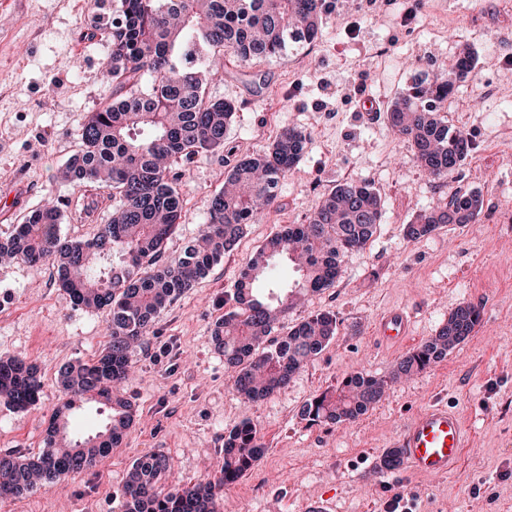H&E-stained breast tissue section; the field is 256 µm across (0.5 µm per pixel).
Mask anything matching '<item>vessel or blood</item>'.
<instances>
[{
    "mask_svg": "<svg viewBox=\"0 0 512 512\" xmlns=\"http://www.w3.org/2000/svg\"><path fill=\"white\" fill-rule=\"evenodd\" d=\"M410 318L397 310L377 323L381 341L402 343L409 337ZM466 433L459 411L441 402H433L413 414L395 439L401 452L402 468L421 475H445L461 458Z\"/></svg>",
    "mask_w": 512,
    "mask_h": 512,
    "instance_id": "1",
    "label": "vessel or blood"
}]
</instances>
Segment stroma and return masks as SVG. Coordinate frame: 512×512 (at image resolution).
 Here are the masks:
<instances>
[{
  "label": "stroma",
  "instance_id": "stroma-1",
  "mask_svg": "<svg viewBox=\"0 0 512 512\" xmlns=\"http://www.w3.org/2000/svg\"><path fill=\"white\" fill-rule=\"evenodd\" d=\"M115 0H0V237L31 211L55 201L61 233L93 236L113 200L93 187L58 180L77 149V130L108 94L102 66ZM470 46L476 65L448 101L447 118L473 149L445 184L421 169L384 115L364 119L360 101L388 107L420 74L456 60ZM497 89L485 97L486 86ZM207 97L236 112L223 147L196 155L182 179L184 216L165 255L175 258L207 222L208 199L245 156L268 152L289 128L306 132L298 165L283 180L277 206L249 225L230 255L160 316L136 349L125 384L136 424L106 465L70 474L0 512H122L132 461L168 457L172 477L203 479L224 460V435L252 421L266 451L225 488L223 512H385L397 496L417 512H512V0H336L312 48L248 66L230 62ZM372 181L384 216L371 242L349 252L335 285L290 310L281 336L308 315L336 313L339 333L288 386L249 404L232 387V370L208 336L229 311L239 272L259 246L289 224L306 223L338 181ZM484 197L479 223L442 226L407 240L404 226L440 206L454 190ZM482 309L474 332L439 363L392 383L386 398L352 424L310 423L301 407L356 371L388 378L459 303ZM401 309L411 315L404 345L379 341L375 322ZM108 337L101 313L73 306L48 265H0V357L34 361L44 381L40 403L15 411L0 403V454L38 452L53 407L57 371L88 360ZM462 415L467 444L445 476L397 469L373 482L380 457L405 421L433 401Z\"/></svg>",
  "mask_w": 512,
  "mask_h": 512
}]
</instances>
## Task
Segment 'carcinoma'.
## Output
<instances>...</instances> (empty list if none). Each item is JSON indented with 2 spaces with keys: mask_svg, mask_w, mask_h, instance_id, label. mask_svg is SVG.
<instances>
[{
  "mask_svg": "<svg viewBox=\"0 0 512 512\" xmlns=\"http://www.w3.org/2000/svg\"><path fill=\"white\" fill-rule=\"evenodd\" d=\"M335 8L336 0H117L106 70L112 92L81 124L78 150L62 171L74 184L108 190L116 200L112 214L93 237L72 240L60 233L59 208L48 204L0 238V258L50 262L74 306L104 314L109 340L95 358L58 370L66 400L51 411L44 448L33 455L0 454V500L91 469L128 436L135 410L122 384L132 369L133 347L149 337L168 306L234 250L247 225L274 207L281 181L301 159L307 139L304 131L287 129L267 154L239 160L224 188L209 198L201 241L187 242L175 261H166L167 242L184 213L182 174L175 167L223 147L235 112L232 102L207 98L205 85L221 77L227 56L251 64L313 43ZM473 65L472 53L462 49L447 76L416 78L386 111L395 133L438 182L447 181L470 154V140L443 113L455 84ZM483 208L481 193L455 191L439 208L418 213L405 225V237L417 241L443 224H475ZM382 215L372 182L342 181L315 204L308 223L290 224L267 238L241 269L234 305L210 342L235 368L234 387L243 400L259 402L286 387L338 334L336 314L322 311L280 338L271 336L278 315L335 284L341 258L368 245ZM282 256L298 279L274 306L255 284L266 279L268 294H275L278 283L269 279V264ZM481 319V307L458 305L434 336L401 359L393 377L440 362ZM385 386L368 373H352L336 389L306 402L301 415L311 422L354 423L382 400ZM41 390L35 364L18 356L0 358V398L8 406H35ZM78 403L107 411L99 431L71 433ZM264 452L256 428L242 422L224 435V465L204 483L174 484L164 455L138 457L126 475L124 512H221L220 493Z\"/></svg>",
  "mask_w": 512,
  "mask_h": 512,
  "instance_id": "obj_1",
  "label": "carcinoma"
}]
</instances>
